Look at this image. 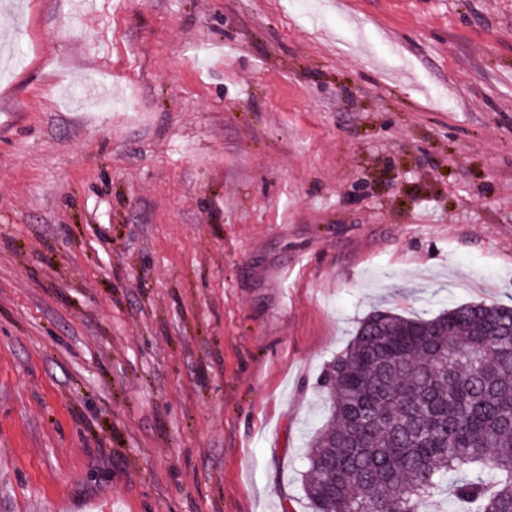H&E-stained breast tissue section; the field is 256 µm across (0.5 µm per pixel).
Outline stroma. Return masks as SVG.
I'll use <instances>...</instances> for the list:
<instances>
[{
	"label": "stroma",
	"mask_w": 512,
	"mask_h": 512,
	"mask_svg": "<svg viewBox=\"0 0 512 512\" xmlns=\"http://www.w3.org/2000/svg\"><path fill=\"white\" fill-rule=\"evenodd\" d=\"M0 512H311L377 307L512 304V0H0Z\"/></svg>",
	"instance_id": "35a3bbf8"
}]
</instances>
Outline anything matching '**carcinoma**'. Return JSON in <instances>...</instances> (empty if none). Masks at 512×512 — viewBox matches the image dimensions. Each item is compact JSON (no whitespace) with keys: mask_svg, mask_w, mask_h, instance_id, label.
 I'll list each match as a JSON object with an SVG mask.
<instances>
[{"mask_svg":"<svg viewBox=\"0 0 512 512\" xmlns=\"http://www.w3.org/2000/svg\"><path fill=\"white\" fill-rule=\"evenodd\" d=\"M321 387L302 478L314 512H422L444 487L469 512H512V305L374 310Z\"/></svg>","mask_w":512,"mask_h":512,"instance_id":"carcinoma-1","label":"carcinoma"}]
</instances>
